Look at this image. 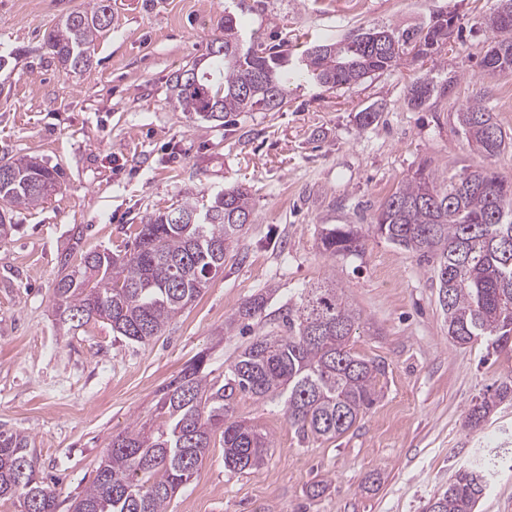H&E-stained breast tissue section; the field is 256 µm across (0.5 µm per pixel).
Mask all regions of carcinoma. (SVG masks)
Returning a JSON list of instances; mask_svg holds the SVG:
<instances>
[{
	"label": "carcinoma",
	"mask_w": 512,
	"mask_h": 512,
	"mask_svg": "<svg viewBox=\"0 0 512 512\" xmlns=\"http://www.w3.org/2000/svg\"><path fill=\"white\" fill-rule=\"evenodd\" d=\"M104 0L89 10L65 15L44 37L48 53L67 70L92 66L93 47L110 25ZM455 16L434 15L423 26L354 30L340 40L307 49L297 68H288L284 43L246 39L235 14L224 12V34L213 39L209 64L194 63L175 76L172 91L186 112L208 122H224L231 112H278L287 104L288 82L303 77L322 87L356 84L397 67L405 56L428 57L451 39ZM493 38L482 59L491 74H512V11L489 18ZM453 81L425 74L410 84L407 105L432 106L450 95ZM467 142L483 163L446 176L423 166L387 196L373 218V231L387 242L435 263L439 304L448 338L457 345L484 339L492 349L512 350V181L493 163L509 145L494 113L476 96L456 113ZM60 174L34 158H0V239L16 230L7 220L13 209L37 206L56 188ZM250 193L241 188L218 193L199 210L191 201L147 218L124 256L89 251L64 268L54 286L59 321L81 326L102 319L112 332L146 343L190 307L224 259L253 223ZM367 236L356 224H326L320 248L331 257L365 252ZM258 293L224 323V331L274 320L278 331L259 333L224 371L203 374L204 357L183 368L164 388L161 423L112 438L72 512H166L179 488L198 476L220 435L224 467L230 471L264 465L272 440L245 419L232 418L239 395L281 400L288 423L304 439H332L347 433L376 403L385 364L348 348L359 329L356 312L335 276L310 288L278 316L267 312ZM512 399V382L468 408L476 428L498 403ZM497 455H484L456 473L433 497L437 512H475L494 477ZM0 499H15L27 512H57L55 486L38 476L37 461L20 432H0Z\"/></svg>",
	"instance_id": "1"
}]
</instances>
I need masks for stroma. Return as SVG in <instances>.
Here are the masks:
<instances>
[{"label": "stroma", "instance_id": "35a3bbf8", "mask_svg": "<svg viewBox=\"0 0 512 512\" xmlns=\"http://www.w3.org/2000/svg\"><path fill=\"white\" fill-rule=\"evenodd\" d=\"M92 3L0 0V55L11 59L0 71V154L62 175L55 196L13 211L17 229L0 239V431L28 436L40 475L58 483V512L89 487L113 435L158 425L162 385L199 358L209 377L224 373L252 338L224 332L243 301L267 291L274 310L331 275L363 319L354 352L386 366L379 401L343 436L312 441L280 403L237 397L235 417L273 441L264 465L234 472L211 448L167 512H423L476 455L512 448V401L481 429L464 424L472 401L512 380V353L449 339L432 264L376 236L360 256L318 247L322 225L370 224L419 166L478 164L453 120L474 94L512 135V82L481 66L497 0H257L238 15L243 29L286 38L295 56L358 28L423 25L441 11L458 20L433 56L333 90L299 78L281 111L235 112L223 125L191 118L171 85L207 54L237 0H107L93 66L64 70L44 37ZM427 73L453 79V94L408 109V86ZM369 106L380 117L363 129L356 114ZM240 186L252 192L253 223L160 336L135 343L94 320L61 330L53 288L64 263L124 253L145 217L188 192ZM318 481L326 490L311 496Z\"/></svg>", "mask_w": 512, "mask_h": 512}]
</instances>
